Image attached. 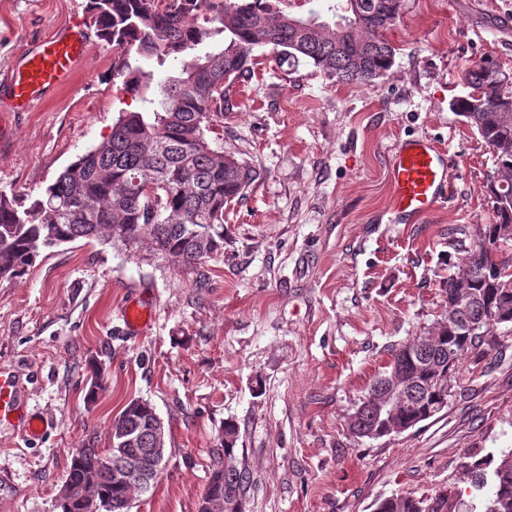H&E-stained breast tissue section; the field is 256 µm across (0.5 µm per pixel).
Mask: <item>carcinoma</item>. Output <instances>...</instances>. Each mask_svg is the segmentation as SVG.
Wrapping results in <instances>:
<instances>
[{
	"mask_svg": "<svg viewBox=\"0 0 512 512\" xmlns=\"http://www.w3.org/2000/svg\"><path fill=\"white\" fill-rule=\"evenodd\" d=\"M102 40L114 45L112 80L141 99L140 111H121L110 135L90 147L48 185L26 198L0 192V277L22 275L44 249L79 239L103 240L124 253H137L148 240L152 256L171 259L205 285L207 259L224 252V206L241 197L258 179L245 160L212 146L209 133L223 116L224 96L248 78L253 51L271 48L276 61L296 71L311 63L343 83L369 82L388 71L396 48L387 32L400 17L402 0H337L328 7L337 21L318 12L293 16L279 0H89ZM205 14L204 24L193 16ZM308 21L312 29H297ZM180 62L176 74L154 80L145 66ZM470 88L453 102L495 154L490 183L494 219L476 226L473 244L458 270L448 276L446 313L431 330L393 349L389 370L369 383L367 394L348 421L357 438L378 439L407 431L448 405L455 366L467 353L491 345L492 328L512 323V90L501 66L490 59L462 72ZM474 326L465 336L457 327ZM411 383L404 400H387L394 379ZM154 406L131 400L112 421L111 438L135 433L126 445L134 455L144 446L166 447L165 426ZM238 426L224 424V448L202 495L199 512L219 497L224 512H244L250 473L235 447ZM115 447L103 453L86 448L71 454L57 498L58 512H85L80 495L91 492L99 512H131L133 495L155 484L133 475L112 483L107 463L118 460ZM469 473L491 472L484 512H512V448H500L465 464ZM378 512H455L448 496L396 494L377 501Z\"/></svg>",
	"mask_w": 512,
	"mask_h": 512,
	"instance_id": "obj_1",
	"label": "carcinoma"
}]
</instances>
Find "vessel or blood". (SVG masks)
I'll list each match as a JSON object with an SVG mask.
<instances>
[{"mask_svg": "<svg viewBox=\"0 0 512 512\" xmlns=\"http://www.w3.org/2000/svg\"><path fill=\"white\" fill-rule=\"evenodd\" d=\"M88 48L87 34L77 22L39 41L21 65L0 79L9 109L26 111L47 91L69 83ZM453 170V158L440 143L423 137L398 140L390 168L393 221L419 223L446 203L452 194ZM4 423L17 424L29 437L40 430L38 421L23 412L15 383L0 378V425Z\"/></svg>", "mask_w": 512, "mask_h": 512, "instance_id": "obj_1", "label": "vessel or blood"}]
</instances>
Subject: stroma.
<instances>
[{
  "label": "stroma",
  "mask_w": 512,
  "mask_h": 512,
  "mask_svg": "<svg viewBox=\"0 0 512 512\" xmlns=\"http://www.w3.org/2000/svg\"><path fill=\"white\" fill-rule=\"evenodd\" d=\"M88 0H0V75L30 43L77 21ZM393 66L345 84L291 71L257 51L230 89L214 138L259 179L224 209V252L207 285L174 261L96 240L43 250L0 278V372L43 419L27 440L0 426V512H57L76 448L105 449L127 403L149 401L166 428V466L131 512H198L225 421L251 482L246 512H373L395 493H447L481 506L464 463L512 445V323L463 357L448 405L399 435L353 440L347 420L394 345L435 326L448 277L474 228L493 217L494 154L451 107L463 68L489 58L512 74V0H403ZM96 40L74 77L30 112L0 116V191L41 194L119 111L141 108L112 79ZM428 137L457 158L454 195L419 224H391L396 139ZM151 310L143 333L121 312ZM106 379L90 393L95 366Z\"/></svg>",
  "instance_id": "1"
}]
</instances>
